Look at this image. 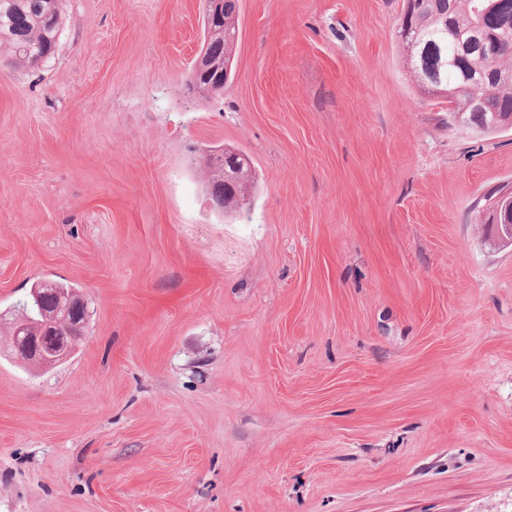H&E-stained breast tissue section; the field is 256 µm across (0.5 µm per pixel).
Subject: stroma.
<instances>
[{"label":"stroma","instance_id":"stroma-1","mask_svg":"<svg viewBox=\"0 0 512 512\" xmlns=\"http://www.w3.org/2000/svg\"><path fill=\"white\" fill-rule=\"evenodd\" d=\"M0 56V314L90 313L0 355V512H512V248L476 209L512 131L448 124L403 0H239L222 96L184 92L201 0H62ZM212 150L249 207L206 203ZM60 0H0V48L17 68H36L54 58L63 18ZM31 288L33 302L41 318L28 315L19 318L14 323L15 333L23 332L25 336H13L10 327L11 347L17 360L39 369L69 356L85 337L86 319L83 320L84 304L81 299L70 303V316L59 318L57 309L52 310L53 306H49L55 292L46 290L40 281ZM44 296L46 302L43 305Z\"/></svg>","mask_w":512,"mask_h":512}]
</instances>
